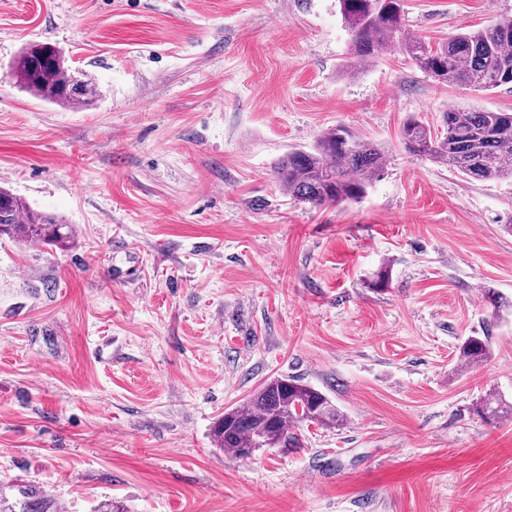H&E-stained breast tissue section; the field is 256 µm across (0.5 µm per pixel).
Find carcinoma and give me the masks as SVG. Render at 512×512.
Listing matches in <instances>:
<instances>
[{
  "label": "carcinoma",
  "instance_id": "carcinoma-1",
  "mask_svg": "<svg viewBox=\"0 0 512 512\" xmlns=\"http://www.w3.org/2000/svg\"><path fill=\"white\" fill-rule=\"evenodd\" d=\"M351 34L352 59L367 63L390 47L409 57L439 83L484 92L512 88V18L487 29L460 32L433 46L405 33L403 0H338ZM16 81L34 96L81 108L89 103L92 82L67 65L49 43L24 48L13 67ZM82 91H73V85ZM405 148L434 163L447 164L483 181L512 179V111L452 107L434 130L411 116L401 127ZM385 164L383 150L338 126L322 133L309 150H293L277 163L275 176L288 197L315 209L357 201ZM0 235L24 242L65 246L71 226L33 211L20 197L0 188ZM461 366L489 356L488 337L469 336L460 348ZM326 428L343 425V417L321 390L289 378L262 384L243 404L224 413L213 429L218 447L236 458L243 448H299L294 428L301 422ZM0 512H59L41 489L22 481H0Z\"/></svg>",
  "mask_w": 512,
  "mask_h": 512
}]
</instances>
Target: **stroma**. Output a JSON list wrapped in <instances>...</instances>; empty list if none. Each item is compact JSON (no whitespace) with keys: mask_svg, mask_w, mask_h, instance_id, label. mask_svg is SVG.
Masks as SVG:
<instances>
[{"mask_svg":"<svg viewBox=\"0 0 512 512\" xmlns=\"http://www.w3.org/2000/svg\"><path fill=\"white\" fill-rule=\"evenodd\" d=\"M430 43L512 0H404ZM32 42L96 93L20 87ZM337 0H0V186L74 230L0 237V477L60 512H512V182L409 153L403 122L512 109L382 49L350 77ZM343 125L385 152L365 196L291 200L273 172ZM387 271V288L370 283ZM489 339L460 368L459 347ZM324 391L339 428L224 453L259 386ZM461 367L483 361L489 356L488 337L470 336L465 338L460 348Z\"/></svg>","mask_w":512,"mask_h":512,"instance_id":"stroma-1","label":"stroma"}]
</instances>
